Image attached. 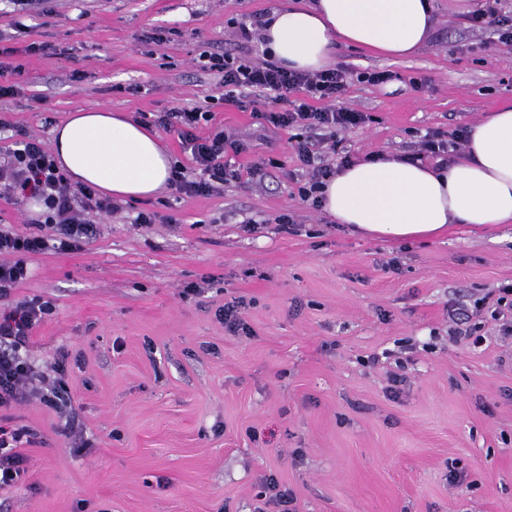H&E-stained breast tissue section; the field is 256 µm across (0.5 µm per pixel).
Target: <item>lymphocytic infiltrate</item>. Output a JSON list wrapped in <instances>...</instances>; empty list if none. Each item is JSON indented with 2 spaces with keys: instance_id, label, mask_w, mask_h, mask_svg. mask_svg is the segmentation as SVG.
<instances>
[{
  "instance_id": "f902f5d3",
  "label": "lymphocytic infiltrate",
  "mask_w": 512,
  "mask_h": 512,
  "mask_svg": "<svg viewBox=\"0 0 512 512\" xmlns=\"http://www.w3.org/2000/svg\"><path fill=\"white\" fill-rule=\"evenodd\" d=\"M200 58L205 69L217 75V88L224 100L238 107H246L253 91L271 93L277 110L258 108L254 116L272 128L323 130L333 136L340 129L365 121L363 113L335 104L350 78L345 68L301 73L228 53L204 51ZM214 118V113L201 105L174 107L155 116V126L177 132L183 151L190 153L197 171L196 177L190 178L184 166L172 167L169 184L176 193L210 195L217 192L219 184L237 177L231 159L246 152L248 146L226 134ZM203 126L209 129L204 136L198 133ZM294 150L308 175L298 195L312 207H320L319 191L336 169L324 162L311 140L296 139ZM21 197L36 200L41 213L34 232L16 234L0 229V409L17 403L23 386L35 379L48 386L43 402L59 409L68 403L65 366L56 362L49 372L39 373L28 360L32 331L52 313L53 305L35 298L16 300L12 292L27 279L31 256L49 248L62 253L82 250L97 233L95 217L113 214L119 206L91 187L72 188L51 150L30 135L16 141L0 162V199L14 201ZM27 435L26 429L0 426V490L14 487L24 477L26 458L22 447Z\"/></svg>"
}]
</instances>
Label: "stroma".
I'll use <instances>...</instances> for the list:
<instances>
[{
	"label": "stroma",
	"mask_w": 512,
	"mask_h": 512,
	"mask_svg": "<svg viewBox=\"0 0 512 512\" xmlns=\"http://www.w3.org/2000/svg\"><path fill=\"white\" fill-rule=\"evenodd\" d=\"M288 3L32 0L17 12L0 0V44L27 70L0 99L12 124L0 151L22 132L51 142L78 111L138 121L204 101L250 145L235 159L243 176L219 193L124 202L83 250L30 258L13 295L55 309L28 357L40 372L65 360L72 408L34 394L0 412V425L32 432L0 512H258L271 476L298 512H512V340L488 324L471 348L450 318L512 284V224L398 244L303 202L291 131L219 100L198 63L206 50L238 53L232 20ZM484 3L434 0L430 37L407 57L337 46L335 65L352 74L341 104L368 120L337 133L328 163L416 154L426 132L512 101V48L468 21ZM32 42L51 58L26 55ZM366 70L391 78L357 81ZM261 160L263 179L246 176ZM146 209L155 224H134ZM284 213L294 224H279ZM190 283L199 294L183 295ZM238 297L253 337L227 335L215 316ZM396 370L406 383L394 396Z\"/></svg>",
	"instance_id": "35a3bbf8"
}]
</instances>
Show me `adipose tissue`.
Listing matches in <instances>:
<instances>
[{"instance_id": "1", "label": "adipose tissue", "mask_w": 512, "mask_h": 512, "mask_svg": "<svg viewBox=\"0 0 512 512\" xmlns=\"http://www.w3.org/2000/svg\"><path fill=\"white\" fill-rule=\"evenodd\" d=\"M432 0H291L274 11L266 46L282 65L326 68L337 44L405 57L427 42ZM53 152L72 181L120 201L168 187L172 160L155 132L107 109L80 111L56 126ZM322 209L351 233L419 242L457 224L489 231L512 223V102L471 125L463 159L439 167L388 154L340 166Z\"/></svg>"}]
</instances>
